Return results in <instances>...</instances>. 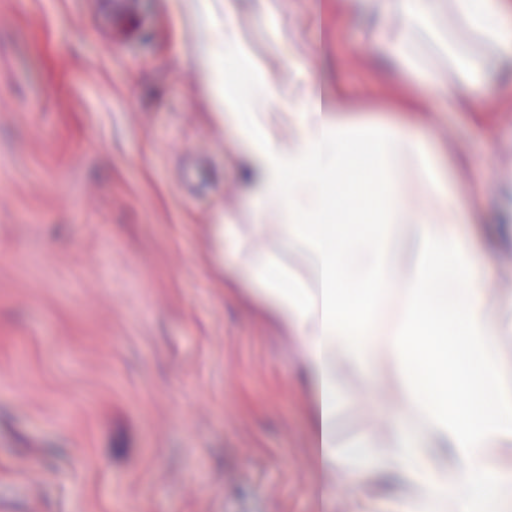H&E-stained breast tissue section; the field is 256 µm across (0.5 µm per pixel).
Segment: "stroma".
I'll list each match as a JSON object with an SVG mask.
<instances>
[{"label": "stroma", "mask_w": 512, "mask_h": 512, "mask_svg": "<svg viewBox=\"0 0 512 512\" xmlns=\"http://www.w3.org/2000/svg\"><path fill=\"white\" fill-rule=\"evenodd\" d=\"M95 0H0V512H359L321 496L301 343L224 248L249 225L224 97V0H138L122 38ZM280 93L310 65L351 117L393 118L459 159L481 236L512 215V83L467 109L386 67L371 0H235ZM194 165L192 191L183 169ZM512 302V242L482 267ZM344 379L340 448L393 423Z\"/></svg>", "instance_id": "stroma-1"}]
</instances>
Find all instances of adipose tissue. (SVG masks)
<instances>
[{"mask_svg":"<svg viewBox=\"0 0 512 512\" xmlns=\"http://www.w3.org/2000/svg\"><path fill=\"white\" fill-rule=\"evenodd\" d=\"M402 6L409 28L447 52L456 79L438 85L408 42L392 43L391 55L417 68L449 109L462 107L461 87L489 73L453 29L492 44L498 61L512 60L506 20L512 0H451L447 8L442 0H402ZM316 88L314 75L300 70L287 111L275 112L269 81L243 103L236 81L225 77L223 120L237 135L258 221L279 223L304 250L303 267L269 258L252 273L269 313L305 345L310 424L326 474L360 481L369 462L399 474L414 492L396 500L395 512H512V471L495 463L499 448L512 443V361L496 346L512 328V310L492 299L481 277L484 247L456 230L478 220L481 202L457 193L455 164L441 148L387 123L351 121L324 106ZM360 164L374 169V180L357 182L351 209L333 215L343 176ZM403 167L425 200L412 219L414 256L404 265L383 247L389 225L404 219L393 185ZM399 279L407 288L405 312L382 343L377 313ZM386 361L406 398L401 422L388 436L365 437L337 455L328 425L340 370L379 374ZM435 443L454 465L435 461Z\"/></svg>","mask_w":512,"mask_h":512,"instance_id":"adipose-tissue-1","label":"adipose tissue"}]
</instances>
